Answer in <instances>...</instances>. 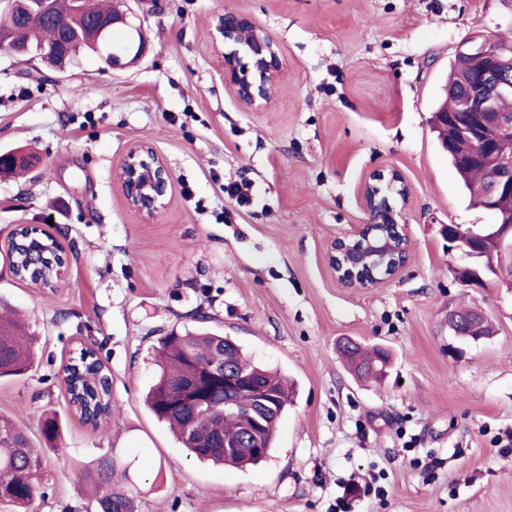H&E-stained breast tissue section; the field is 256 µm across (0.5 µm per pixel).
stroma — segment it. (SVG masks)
Instances as JSON below:
<instances>
[{"mask_svg": "<svg viewBox=\"0 0 512 512\" xmlns=\"http://www.w3.org/2000/svg\"><path fill=\"white\" fill-rule=\"evenodd\" d=\"M149 40L140 61L95 57L60 74L0 53V153L30 169L0 176V247L17 225L49 230L68 258L39 290L0 260V303L27 317L38 368L0 383V413L41 443L45 411L63 437L49 452L34 512H86L77 468L126 466L137 512H512V289L464 287L443 225L478 228L430 125L457 48L512 38V0H133ZM242 11L287 67L262 109L224 80L217 31ZM151 144L173 174L149 222L124 201L118 170ZM401 173L409 259L374 288H343L330 243L363 223L359 193L376 169ZM248 179L236 208L227 183ZM481 309L494 334L452 336L448 312ZM207 329L293 382L271 456L232 469L187 456L145 405L167 333ZM352 338L392 354L383 382L339 358ZM93 347L112 372V420L68 413L61 367ZM384 497L338 502L348 483Z\"/></svg>", "mask_w": 512, "mask_h": 512, "instance_id": "obj_1", "label": "stroma"}]
</instances>
